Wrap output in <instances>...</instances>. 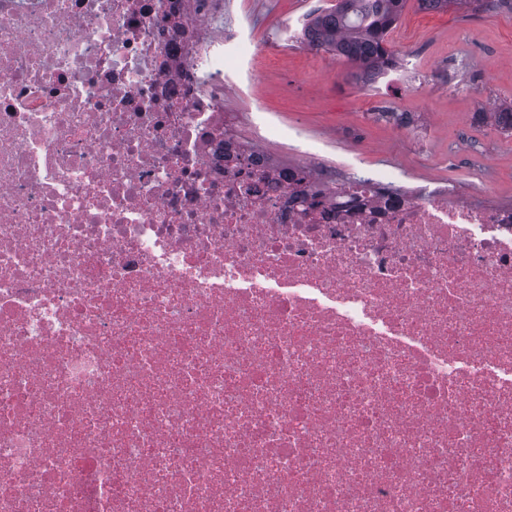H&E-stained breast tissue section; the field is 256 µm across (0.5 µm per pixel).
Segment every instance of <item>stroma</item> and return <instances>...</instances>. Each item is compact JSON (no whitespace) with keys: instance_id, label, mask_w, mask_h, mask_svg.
<instances>
[{"instance_id":"1","label":"stroma","mask_w":512,"mask_h":512,"mask_svg":"<svg viewBox=\"0 0 512 512\" xmlns=\"http://www.w3.org/2000/svg\"><path fill=\"white\" fill-rule=\"evenodd\" d=\"M232 2L246 44L229 73L240 91L225 97L224 114L242 135L255 138L270 124L280 135L265 146L281 160L297 163L311 145L344 177L389 170L399 187L423 194L465 187L481 153L490 177L478 203L512 206V134L486 118L512 105V13L426 11L406 0L388 41L411 55L412 67L387 87L358 81L331 52L306 54L292 43L269 50L291 21L336 0ZM448 78L455 93L442 85ZM383 105L413 113L414 127L375 120ZM356 139L363 148L353 149Z\"/></svg>"}]
</instances>
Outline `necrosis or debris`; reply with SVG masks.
I'll return each mask as SVG.
<instances>
[{
	"instance_id": "1",
	"label": "necrosis or debris",
	"mask_w": 512,
	"mask_h": 512,
	"mask_svg": "<svg viewBox=\"0 0 512 512\" xmlns=\"http://www.w3.org/2000/svg\"><path fill=\"white\" fill-rule=\"evenodd\" d=\"M239 44L0 0V512H512V208L226 161Z\"/></svg>"
}]
</instances>
